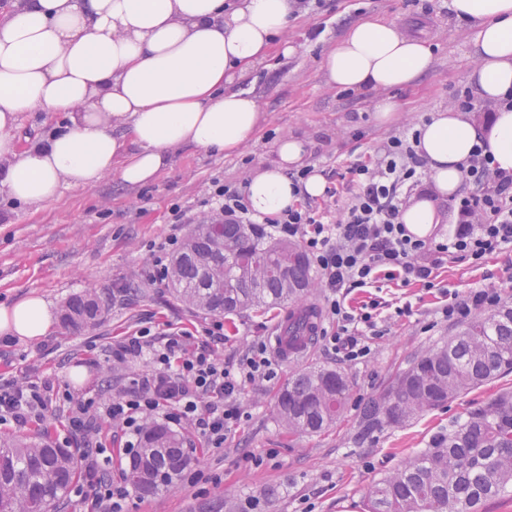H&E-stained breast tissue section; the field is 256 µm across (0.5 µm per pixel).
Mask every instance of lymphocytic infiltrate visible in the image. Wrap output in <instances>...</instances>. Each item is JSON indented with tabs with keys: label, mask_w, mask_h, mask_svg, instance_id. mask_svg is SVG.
<instances>
[{
	"label": "lymphocytic infiltrate",
	"mask_w": 512,
	"mask_h": 512,
	"mask_svg": "<svg viewBox=\"0 0 512 512\" xmlns=\"http://www.w3.org/2000/svg\"><path fill=\"white\" fill-rule=\"evenodd\" d=\"M419 131L388 141L375 164L351 167L356 191L344 216L333 224L317 220L309 211L291 207L267 218L279 236L299 239L317 265L332 320L324 337L340 362L355 364L370 355L372 340L381 338L375 306L352 308L348 296L386 278L402 284L432 287L433 271L447 258L479 261L487 254L512 246V175L499 172L484 146H476L465 170L478 191L462 197L459 227L447 239L433 242L409 233L399 220L406 195L423 174L424 160L414 144ZM208 204L219 224L252 223V212L240 189L216 185ZM198 345L186 333L171 332L161 339L135 336L110 351V361L127 356L143 358L147 370L134 376L123 395L108 399L73 398L38 380L0 384V423L18 427L43 419L54 399L68 402L70 416L64 443L79 448L85 474L82 501L87 512H122L127 487L114 484L109 474L112 450L93 443L87 433L94 420L121 424L128 448H137L144 422L156 417L197 430L213 447L243 418L239 390L257 379L273 376L263 345L237 363L226 364L218 350L224 344V326L212 324Z\"/></svg>",
	"instance_id": "lymphocytic-infiltrate-1"
}]
</instances>
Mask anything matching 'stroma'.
<instances>
[{
    "label": "stroma",
    "instance_id": "1",
    "mask_svg": "<svg viewBox=\"0 0 512 512\" xmlns=\"http://www.w3.org/2000/svg\"><path fill=\"white\" fill-rule=\"evenodd\" d=\"M366 15L417 33L433 55L422 79L392 91L401 109L386 125L375 119L374 94L330 87L322 71L326 51ZM477 33L475 24L456 17L451 0H321L290 18L282 38L294 45V53L285 57L273 50L243 81V88L258 97L263 121L238 154L183 149L153 183L128 187L111 176L90 188L64 189L58 200L39 207L0 194V305L34 294L57 316L67 298L88 287L105 303L100 320L78 332L58 323L34 340L0 333V382L40 379L76 397L122 395L144 364L108 363L111 347L143 331L159 336L182 330L199 337L213 321L183 304L168 282L149 276L158 244L173 234L185 239L192 231L191 225L173 223V207L201 217L214 182L243 187L257 168L274 160L273 145L286 134L306 143L307 167L322 174L330 190L345 192L351 166L376 159L391 138L470 90ZM69 123L62 112H27L18 135L31 145ZM489 286L500 288L502 302L512 304V248L477 264L447 261L429 289L383 280L351 294L348 303L356 309L377 302L385 330L368 359L337 363L318 337L295 360L270 352L277 375L241 390L245 416L227 432L223 447H206L193 428L181 426L191 463L177 488L146 497L130 494L125 512H225V502L247 496L266 499L265 512H367L370 485L474 409L512 391V371L505 372L403 425L383 428L360 444L353 441L359 404L411 357L455 332L457 322L445 320L442 308L454 297ZM407 304L411 315H397ZM285 314L280 308L223 316L225 363L237 362L254 342H269ZM316 365L336 366L347 375L348 412L327 434L289 435L276 419L275 394L289 373ZM67 410L66 402L53 401L43 423L25 429L0 424V436L23 442L56 438Z\"/></svg>",
    "mask_w": 512,
    "mask_h": 512
}]
</instances>
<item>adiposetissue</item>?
I'll return each mask as SVG.
<instances>
[{"instance_id": "adipose-tissue-1", "label": "adipose tissue", "mask_w": 512, "mask_h": 512, "mask_svg": "<svg viewBox=\"0 0 512 512\" xmlns=\"http://www.w3.org/2000/svg\"><path fill=\"white\" fill-rule=\"evenodd\" d=\"M451 7L479 27L470 81L496 109L487 125L454 108L420 125L415 149L432 192L404 206L400 220L421 238L440 223L439 203L461 194L476 145L512 174V108L502 103L512 91V0H451ZM298 9L297 0H12L0 10V192L42 205L63 188L112 175L128 186L150 183L185 147L237 154L262 112L254 95L229 84L264 62ZM432 62L425 40L364 18L348 26L322 68L332 87L379 93L376 118L385 125L398 110L389 90L415 83ZM24 112H65L71 123L24 148L17 135ZM274 153L246 188L260 218L326 191L321 174L291 179L306 154L300 139L280 137ZM53 320L37 296L0 306V332L8 335L36 339Z\"/></svg>"}]
</instances>
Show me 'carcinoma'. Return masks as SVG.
<instances>
[{"instance_id": "1", "label": "carcinoma", "mask_w": 512, "mask_h": 512, "mask_svg": "<svg viewBox=\"0 0 512 512\" xmlns=\"http://www.w3.org/2000/svg\"><path fill=\"white\" fill-rule=\"evenodd\" d=\"M250 224H200L171 259V287L189 308L212 315L285 306L316 288L310 260L297 244L267 243ZM105 305L86 288L63 306L66 328L93 324ZM312 331L307 310L288 314L284 339L302 344ZM512 369V307L475 317L456 334L425 349L377 394L360 404L354 441L397 426ZM350 384L337 369L307 367L280 388L275 411L292 435L327 431L343 415ZM185 439L163 425L146 428L140 451L123 475L145 496L177 488L190 463ZM74 455L52 441L0 438V512H57L76 481ZM512 489V393L472 411L430 448L367 490L368 512H479Z\"/></svg>"}]
</instances>
